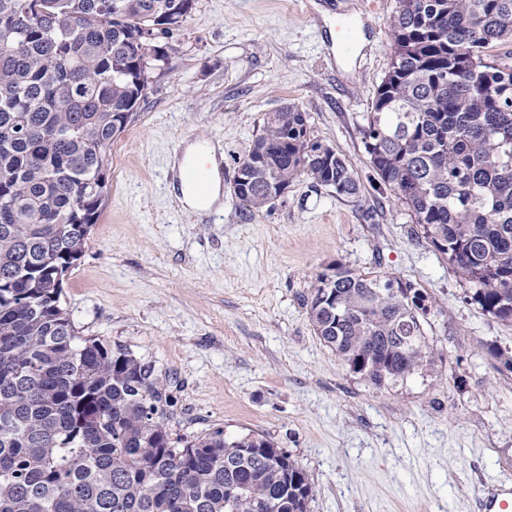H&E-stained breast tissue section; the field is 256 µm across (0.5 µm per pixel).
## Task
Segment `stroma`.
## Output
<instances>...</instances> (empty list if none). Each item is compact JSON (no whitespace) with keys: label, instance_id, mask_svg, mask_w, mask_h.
<instances>
[{"label":"stroma","instance_id":"1","mask_svg":"<svg viewBox=\"0 0 512 512\" xmlns=\"http://www.w3.org/2000/svg\"><path fill=\"white\" fill-rule=\"evenodd\" d=\"M397 0H195L150 60L139 115L111 147L108 196L61 303L78 331L173 375L172 432H257L314 489L308 512H479L512 482V324L380 184L362 130L387 73ZM293 104L349 164L359 200L302 175L262 210L232 189L267 113ZM223 152L212 220L173 194L190 143ZM426 292L430 364L383 386L315 334L304 304L328 268Z\"/></svg>","mask_w":512,"mask_h":512}]
</instances>
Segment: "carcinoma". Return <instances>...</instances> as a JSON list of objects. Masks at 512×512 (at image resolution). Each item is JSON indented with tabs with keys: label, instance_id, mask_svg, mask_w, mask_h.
<instances>
[{
	"label": "carcinoma",
	"instance_id": "obj_1",
	"mask_svg": "<svg viewBox=\"0 0 512 512\" xmlns=\"http://www.w3.org/2000/svg\"><path fill=\"white\" fill-rule=\"evenodd\" d=\"M194 0H0V512H307L313 486L261 434L168 427L155 366L79 335L57 276L77 265L108 193L113 141L138 117L148 35ZM393 55L362 139L378 180L469 284L512 323V0H398ZM296 106L267 113L237 167L260 210L298 176L338 196L360 187L311 146ZM376 272L338 266L304 300L319 339L381 386L431 362L419 304Z\"/></svg>",
	"mask_w": 512,
	"mask_h": 512
}]
</instances>
